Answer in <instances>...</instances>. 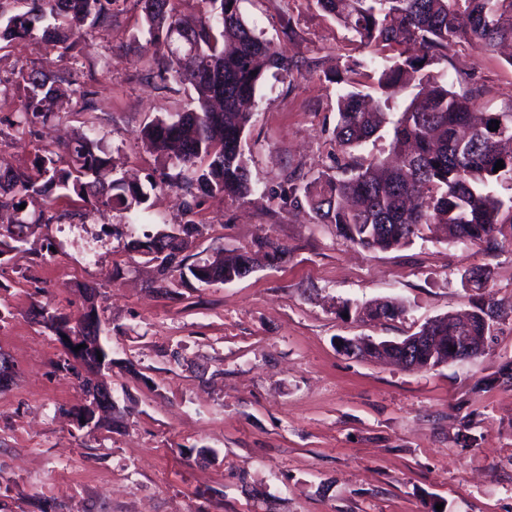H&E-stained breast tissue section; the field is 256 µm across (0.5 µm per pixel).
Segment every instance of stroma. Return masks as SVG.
<instances>
[{"label": "stroma", "mask_w": 512, "mask_h": 512, "mask_svg": "<svg viewBox=\"0 0 512 512\" xmlns=\"http://www.w3.org/2000/svg\"><path fill=\"white\" fill-rule=\"evenodd\" d=\"M254 24L293 66L269 69L256 92L245 144L253 183L243 199L202 197L187 251L202 263L270 239L277 265L257 256L246 277L209 285L172 273L127 244L144 225L106 211L35 227L0 255V353L12 382L0 388V512H512V313L482 354L405 369L350 358L346 338L400 339L467 309L461 274L490 267L487 289L512 300V245L494 252L417 238L391 250L361 247L280 198L290 171H339L333 78L368 51L315 0H241ZM96 62L81 77L96 90L94 113L114 167L156 181L150 217L181 224L184 195L161 184L162 164L137 135L146 121L182 111L184 87L150 78L167 53L149 43L135 0H114L111 26L85 34ZM39 37L0 45V168L32 169L79 128L73 114L18 128L19 70L55 58ZM455 91L480 88L479 110L512 100L505 55L460 44L449 52ZM112 350L101 379L123 412L112 428L78 427L87 371L58 369V337L37 305L76 320L83 287ZM394 299L405 313L362 321L352 310Z\"/></svg>", "instance_id": "obj_1"}]
</instances>
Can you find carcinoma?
<instances>
[{
	"instance_id": "cac0c4a2",
	"label": "carcinoma",
	"mask_w": 512,
	"mask_h": 512,
	"mask_svg": "<svg viewBox=\"0 0 512 512\" xmlns=\"http://www.w3.org/2000/svg\"><path fill=\"white\" fill-rule=\"evenodd\" d=\"M15 11L0 0V41L40 36L59 46L57 59L21 70L26 98L19 123L30 128L67 114L95 111L96 91L79 87L76 99H61L58 86L73 81L72 64L79 60L84 33L112 24L114 0H13ZM150 38L181 39L184 24L174 0H137ZM207 9L190 27V42L169 51L157 63V76L190 91L189 106L169 118H154L139 139L163 160L166 183L204 195L243 199L252 191L242 141L250 121L249 106L266 71H288L290 63L271 42L256 34L243 18L240 0H203ZM318 7L370 49L369 77L378 97L368 106L365 96L344 88L337 96L336 143L347 152L363 145L392 125L389 156L356 162L341 174H324L302 183L292 171L281 199L288 206L309 208L317 218L336 226L337 234L365 248L404 247L424 231L441 226L448 240L485 245L495 250L512 241V111L478 112V92H456L434 74L432 67L449 62L448 52L465 43L492 52L512 43V0H316ZM429 86L401 105L399 94ZM499 128L491 131V122ZM469 128L475 138L467 156L459 158L456 136ZM505 168L494 171L497 161ZM0 215L8 212L0 248L25 241L27 231L74 216L60 204L77 197L91 205L89 213L115 211L133 223L148 209V193L138 183L114 175L110 157L95 136L94 122L58 150L38 156L34 172L0 170ZM39 196L34 211L19 209ZM415 205L408 207L406 201ZM197 231L188 220L184 238L161 258V272L177 258ZM248 252L227 255L210 263L212 273L199 276L203 284L238 272ZM487 268L462 275L465 288H484ZM403 314L396 304H369L360 309L365 321L395 320Z\"/></svg>"
}]
</instances>
